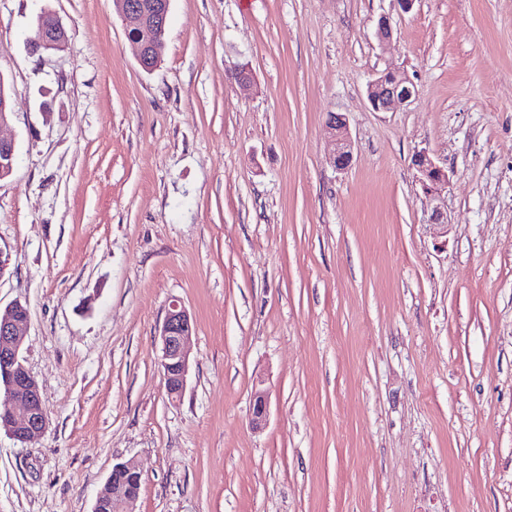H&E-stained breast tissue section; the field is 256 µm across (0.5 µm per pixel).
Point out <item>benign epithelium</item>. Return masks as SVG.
Wrapping results in <instances>:
<instances>
[{
    "label": "benign epithelium",
    "mask_w": 512,
    "mask_h": 512,
    "mask_svg": "<svg viewBox=\"0 0 512 512\" xmlns=\"http://www.w3.org/2000/svg\"><path fill=\"white\" fill-rule=\"evenodd\" d=\"M113 3L125 25L127 37L137 47L139 65L144 70L154 69L162 54L170 0H113ZM37 26L39 34L34 39V45L39 49L55 50L68 41L67 30L50 13L40 15ZM414 94V84L404 73L396 70L379 73L367 86V97L375 112H398L410 104ZM327 127L333 145L329 162L334 168L343 170L353 160V144L347 120L343 114L331 112ZM15 158L14 140L0 136V175L6 177L12 173ZM412 165L430 201L428 223L446 226L448 217L441 191L448 184L447 171L437 165L425 150L413 155ZM22 310L24 305L20 302L0 309V386H4L10 401L22 411L19 417L8 409L0 411V430L4 429L18 441L26 443L45 431L48 419L44 409L34 407V402L41 399V394L22 362L21 347L29 327V317H17V313ZM193 331L194 323L188 311L179 302H172L158 333L163 376L167 378L173 372L178 382L177 389L168 393L172 399L181 397L186 384L190 369L188 344ZM266 408L265 391H254L251 417L253 426H261ZM109 499L115 504L114 512H136L139 496H123L118 492L115 481L110 479L97 496L95 504H102Z\"/></svg>",
    "instance_id": "obj_1"
}]
</instances>
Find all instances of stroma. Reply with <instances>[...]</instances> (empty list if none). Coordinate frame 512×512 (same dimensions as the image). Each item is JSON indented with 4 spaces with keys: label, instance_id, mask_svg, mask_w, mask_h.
Returning a JSON list of instances; mask_svg holds the SVG:
<instances>
[{
    "label": "stroma",
    "instance_id": "stroma-1",
    "mask_svg": "<svg viewBox=\"0 0 512 512\" xmlns=\"http://www.w3.org/2000/svg\"><path fill=\"white\" fill-rule=\"evenodd\" d=\"M44 12L69 41L34 55ZM388 67L416 96L375 112ZM0 80V306L49 419L0 431V512H93L128 460L138 512H512V0H171L150 72L113 0H0ZM327 127L333 145V150L329 154V162L335 169L343 170L353 160V144L347 120L341 113H329ZM412 165L418 173V180L431 205L429 224L447 228L448 217L441 199V191L448 185V173L430 157L425 150L417 151L412 158ZM193 331L194 323L188 311L179 302H172L158 333L164 379L173 370L178 382L177 389L172 391L170 381L166 380L167 394L172 400L181 397L186 384L190 369L188 344Z\"/></svg>",
    "mask_w": 512,
    "mask_h": 512
}]
</instances>
